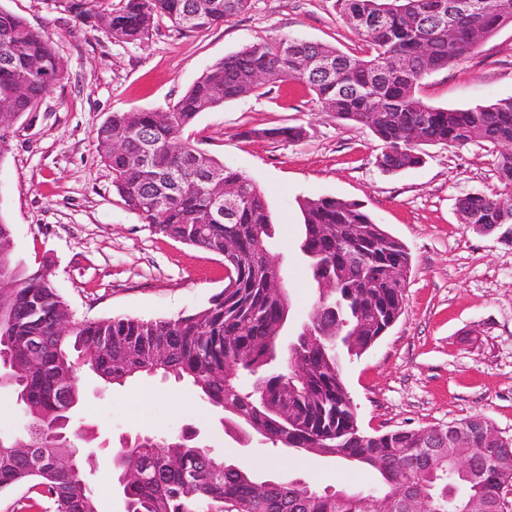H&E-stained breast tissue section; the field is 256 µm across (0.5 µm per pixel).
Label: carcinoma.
I'll list each match as a JSON object with an SVG mask.
<instances>
[{
  "mask_svg": "<svg viewBox=\"0 0 512 512\" xmlns=\"http://www.w3.org/2000/svg\"><path fill=\"white\" fill-rule=\"evenodd\" d=\"M82 25L134 43L159 17L198 33L244 12L251 0H54ZM451 0H336L362 41L346 53L298 38L246 46L213 64L170 108L114 112L99 127L97 151L112 183L140 219L169 238L224 256L231 276L208 303L168 319L75 320L53 287L48 260L30 267L14 258L11 229L0 217V345L15 350L25 372L16 401L31 418L23 441L32 454L0 450V489L34 483L52 512H99L90 480L69 465L71 449L53 435L83 399L81 373L105 386L160 374L190 384L221 414L227 432L253 433L274 448L317 454L377 472L380 491L263 479L186 430L159 437L144 430L112 455V482L124 512H504L512 491V443L486 438L481 414L421 429L363 431L343 381L346 359L366 352L402 315L411 256L360 203L333 197L300 203L297 248L319 296L288 345L280 337L292 308L288 267L272 251L267 201L249 176L224 166L183 132L210 108L286 80L305 84L336 118L368 127L383 142L385 172L423 161L421 145L479 142L496 152L506 196L467 195L460 223L512 236V97L448 109L426 104L420 89L432 73L475 52L476 31L490 37L512 25V0H481L478 14L444 19ZM456 37L448 39V24ZM333 59L329 72L302 71L296 58ZM52 39L0 8V158L15 124L39 111L66 76ZM293 140L295 127L254 131ZM239 196L232 219H209L215 192Z\"/></svg>",
  "mask_w": 512,
  "mask_h": 512,
  "instance_id": "1",
  "label": "carcinoma"
}]
</instances>
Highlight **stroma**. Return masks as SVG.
Instances as JSON below:
<instances>
[{"instance_id": "1", "label": "stroma", "mask_w": 512, "mask_h": 512, "mask_svg": "<svg viewBox=\"0 0 512 512\" xmlns=\"http://www.w3.org/2000/svg\"><path fill=\"white\" fill-rule=\"evenodd\" d=\"M0 8L49 34L68 62L65 80L15 126L11 150L0 160V216L12 228L15 258L31 266L50 260L53 286L78 320L171 318L203 306L224 286L221 257L159 234L115 191L95 139L112 113L167 109L217 61L276 37L344 52L361 46L335 0H252L249 10L200 33L160 18L138 43L75 24L53 0H0ZM421 95L442 108L512 97V25L429 75ZM277 127H299L303 135H255ZM186 134L264 192L273 249L288 255L289 331L308 320L318 296L296 248L299 199L359 202L408 249L402 315L344 366L365 431L420 429L479 413L512 436V241L464 228L457 212L466 195L502 191L491 149L428 145L421 165L385 172L376 162L382 142L370 129L322 111L311 91L291 80L202 112ZM82 383L77 421L110 442L92 465L100 512H124L109 486L112 450L139 430L143 382L103 389L87 375ZM151 384L149 431L200 427L215 451L264 478L289 476L333 489L379 483L375 472L332 458L294 456L255 439L240 444L191 388L171 378Z\"/></svg>"}]
</instances>
